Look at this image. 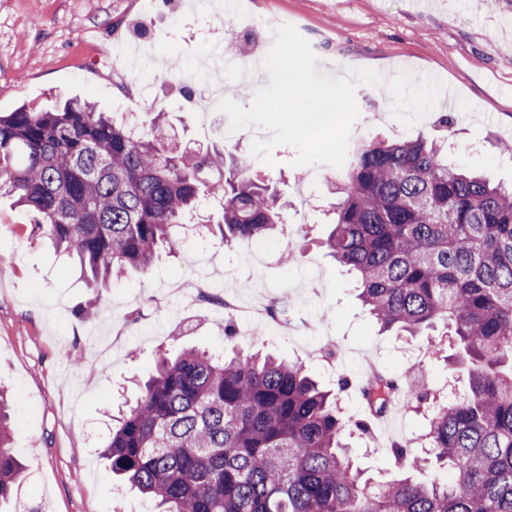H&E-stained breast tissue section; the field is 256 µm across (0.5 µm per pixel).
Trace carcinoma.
I'll return each mask as SVG.
<instances>
[{
  "mask_svg": "<svg viewBox=\"0 0 512 512\" xmlns=\"http://www.w3.org/2000/svg\"><path fill=\"white\" fill-rule=\"evenodd\" d=\"M168 127L163 110L143 130L78 99L0 113V195L94 293L178 249L208 200L205 229L226 246L285 224L288 202L236 149L191 151ZM341 170L326 245L362 306L385 331L442 326L467 372L445 405L412 387L410 407L433 404L424 437L444 475L396 444L402 475L371 488L336 394L302 364L187 348L158 357L105 449L158 512H512V186L448 164L446 136L364 144ZM396 388L378 373L368 404L384 410ZM7 407L1 392L0 500L21 473Z\"/></svg>",
  "mask_w": 512,
  "mask_h": 512,
  "instance_id": "1",
  "label": "carcinoma"
}]
</instances>
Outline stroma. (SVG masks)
<instances>
[{
  "instance_id": "1",
  "label": "stroma",
  "mask_w": 512,
  "mask_h": 512,
  "mask_svg": "<svg viewBox=\"0 0 512 512\" xmlns=\"http://www.w3.org/2000/svg\"><path fill=\"white\" fill-rule=\"evenodd\" d=\"M0 0V113L49 109L79 97L102 112L135 107L138 119L168 112L177 139L195 149L223 148L225 113L187 111L181 89L234 85V65L216 48L250 42L267 53L273 33L246 28L248 15L287 19L320 42L319 70L336 76L373 64L380 86L357 84L360 117L350 146L378 138L431 133L441 113L453 119L450 159L465 170L512 182V0ZM256 129L241 130L238 153L296 205L298 236L245 246L208 235L187 237L179 255L160 253L151 271L102 289L94 316L78 269L33 230L29 210L0 198V387L26 480L0 512H148L140 495L119 487L102 454L112 411L135 399L136 379L158 353L196 346L221 352L262 349L301 362L328 389L340 375L352 385L338 396L343 414L368 413L363 379L376 364L408 387L426 379L447 401L466 388V372L432 356L410 365L422 336L380 331L361 306L355 282L329 255V186L324 164L298 166L293 146L273 149V163L251 151ZM210 284L211 299L193 303L187 281ZM288 296L312 329L275 331L238 319L224 336L223 300L244 308ZM424 416L389 411L370 435L350 431L356 466L382 483L396 475L390 450L407 443L423 452Z\"/></svg>"
}]
</instances>
